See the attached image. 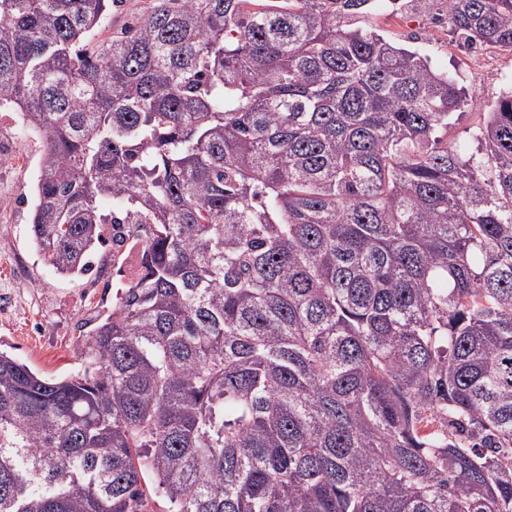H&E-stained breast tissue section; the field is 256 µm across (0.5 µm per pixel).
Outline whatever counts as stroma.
<instances>
[{
    "label": "stroma",
    "mask_w": 512,
    "mask_h": 512,
    "mask_svg": "<svg viewBox=\"0 0 512 512\" xmlns=\"http://www.w3.org/2000/svg\"><path fill=\"white\" fill-rule=\"evenodd\" d=\"M447 11L444 0L428 7L405 0L397 11L387 0H375L358 22L417 51L475 97L474 105L456 114L449 133L466 142L480 113L512 89V52L467 46L449 30ZM41 149V135H31L18 161L0 165V350L55 378L80 369V349L98 316L111 313L117 291L111 249L97 248L93 270L71 277L57 275L35 251L30 203Z\"/></svg>",
    "instance_id": "1"
}]
</instances>
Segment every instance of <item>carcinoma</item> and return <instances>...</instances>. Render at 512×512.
Returning a JSON list of instances; mask_svg holds the SVG:
<instances>
[{
	"label": "carcinoma",
	"mask_w": 512,
	"mask_h": 512,
	"mask_svg": "<svg viewBox=\"0 0 512 512\" xmlns=\"http://www.w3.org/2000/svg\"><path fill=\"white\" fill-rule=\"evenodd\" d=\"M0 0V106L42 134L31 239L143 273L83 369L0 350V512H512V90L355 28L372 0ZM512 51V0H446ZM112 205L108 213L101 201ZM153 5L152 0H119L112 4V16L105 30L96 36V40L120 34L129 28L132 22L147 14Z\"/></svg>",
	"instance_id": "1"
}]
</instances>
